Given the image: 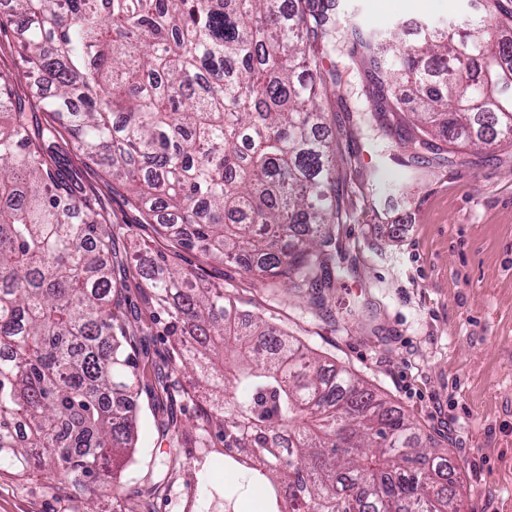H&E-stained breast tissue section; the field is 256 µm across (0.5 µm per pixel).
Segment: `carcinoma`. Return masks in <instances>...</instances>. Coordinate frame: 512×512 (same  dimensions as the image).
Masks as SVG:
<instances>
[{"label": "carcinoma", "instance_id": "obj_1", "mask_svg": "<svg viewBox=\"0 0 512 512\" xmlns=\"http://www.w3.org/2000/svg\"><path fill=\"white\" fill-rule=\"evenodd\" d=\"M290 2L10 0L26 76L46 89L22 103L0 72V470L49 466L90 499L111 487L112 512H150L177 460H159L149 487L123 481L140 437L121 310L136 273L174 364L193 374L162 384L194 409L181 447L222 446L265 489L266 512H462L458 467L409 414L164 252L110 262L121 228L61 169L66 134L173 247L242 265L283 305L322 306L342 223L336 142L321 134L322 97L340 82L323 69L337 0ZM352 35L374 80L371 117L386 125L416 100L414 148L512 144L503 0L408 43ZM408 202L398 186L384 199Z\"/></svg>", "mask_w": 512, "mask_h": 512}]
</instances>
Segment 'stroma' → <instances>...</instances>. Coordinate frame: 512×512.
Wrapping results in <instances>:
<instances>
[{"instance_id":"obj_1","label":"stroma","mask_w":512,"mask_h":512,"mask_svg":"<svg viewBox=\"0 0 512 512\" xmlns=\"http://www.w3.org/2000/svg\"><path fill=\"white\" fill-rule=\"evenodd\" d=\"M336 53L325 66L345 71L324 105L336 140V178L345 211L336 237V285L323 309L308 299L293 306L271 301L261 284L234 262L194 250L175 265L199 271L208 286L232 290L242 311L270 319L301 337L319 355L346 366L406 411L463 470L464 512H512V148L471 145L448 152H413L398 132L362 124L371 80L353 25L413 40L422 22L462 21L479 15L483 0H341ZM63 169L80 196L105 210L123 230L118 257L166 249L128 200L125 188L77 147L67 146ZM419 179H411V172ZM405 185L409 202L384 213L387 188ZM127 320L138 326L135 348L144 371L139 395L145 442L126 477L144 486L153 462L175 457L167 488L152 512H224L219 494L231 490L234 512H262L256 493L225 471L219 453L206 466L197 449L172 440L173 418L185 405L161 392L170 342L151 326L141 278L124 291ZM210 491L191 498L190 478ZM0 512H112L44 472L20 477L0 471Z\"/></svg>"}]
</instances>
